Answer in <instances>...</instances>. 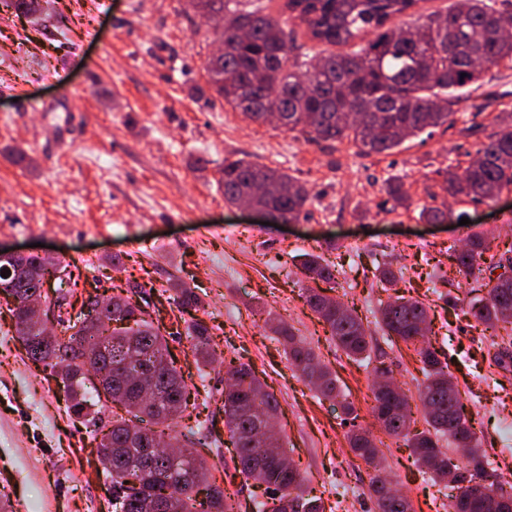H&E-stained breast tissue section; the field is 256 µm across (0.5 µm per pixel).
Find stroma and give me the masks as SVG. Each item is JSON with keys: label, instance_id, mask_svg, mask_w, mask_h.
Segmentation results:
<instances>
[{"label": "stroma", "instance_id": "35a3bbf8", "mask_svg": "<svg viewBox=\"0 0 512 512\" xmlns=\"http://www.w3.org/2000/svg\"><path fill=\"white\" fill-rule=\"evenodd\" d=\"M214 49L210 23L186 0H35L28 12L0 0V242L44 244L45 255L111 296L144 285L148 311L169 323L180 316L172 283L192 288L217 361L196 364L185 335L167 344L199 412L224 434L220 361L250 365L280 403L286 452L330 512H375L368 485L378 470L414 512H448L450 487L420 472L404 442L385 439L376 468L347 442L348 420L380 430L371 413L377 369L418 402L425 375L414 345L378 325L382 303L416 298L429 308L428 341L468 423L501 482L512 483V363L497 360L512 337L467 315L468 302L486 291L448 259L475 233L487 236L491 255L512 257V190L490 205L449 200L445 224L419 218L441 171L474 150L465 127L492 133V113L477 112L481 99L470 93L453 127L367 157L347 141L311 143L244 121L207 87ZM242 157L306 184L298 223L261 225L225 204L220 170ZM391 178L402 180L409 206L387 203L382 186ZM309 252L335 263L336 294L357 309L372 340L366 358L337 348L306 305L299 266ZM386 267L396 284L381 281ZM265 309L335 372L341 396H319L291 369L263 324ZM96 466L86 427L67 410L59 380L28 359L0 296V498L12 512H112L110 481Z\"/></svg>", "mask_w": 512, "mask_h": 512}]
</instances>
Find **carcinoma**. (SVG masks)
Here are the masks:
<instances>
[{
    "label": "carcinoma",
    "mask_w": 512,
    "mask_h": 512,
    "mask_svg": "<svg viewBox=\"0 0 512 512\" xmlns=\"http://www.w3.org/2000/svg\"><path fill=\"white\" fill-rule=\"evenodd\" d=\"M191 2L224 40V53L210 57L205 70L210 89L225 104L257 124L264 123V114L277 110L283 117L281 127L308 141L347 140L365 156L390 154L410 138L453 126L459 92L482 86L492 68L512 62V38L494 31L509 10L496 0H453L444 11L394 25L391 21L419 0H286V19L272 15L263 0ZM290 20L304 26L312 41L334 47L358 41L361 45L311 58L296 44L294 30L288 29ZM234 24L249 27V34L236 39L225 29ZM463 73L467 77H461ZM499 117L497 130L466 153V166L448 169L440 185L444 197L464 196L482 204L512 188V106L503 105ZM221 173L224 203L231 207L248 200L260 208L286 211L297 220L309 201L306 187L277 167L226 159ZM384 192L395 206L409 202L399 179L386 182ZM486 250L483 237H471L466 248L454 251L459 271L481 276L501 268L500 260L481 265ZM59 267L49 256L21 258L12 276H0V295L7 300L29 358L50 369L67 363L70 409L78 414L90 410L94 426L102 420L106 401L123 410L112 416L96 446L98 463L112 478L115 512H149L154 501L163 502L166 512H238L239 505H230L234 496L210 483V474L197 457L175 461L156 451L155 444L166 436L208 445L207 426L198 419L175 432L189 395L161 320L142 317L138 302L116 295L102 304L88 302L76 319L59 320V333L45 339L35 313L16 305L44 293L47 278ZM302 273L314 282L336 281V267L314 254L307 255ZM485 287L486 296L471 303L467 314L493 331L512 326V314L504 313L505 305L512 306V288H502L491 278ZM173 291L183 312L201 306L200 297L185 285L177 283ZM306 303L337 347L355 358L368 353L370 341L354 308L326 295L323 288L307 289ZM265 325L281 339L288 363L306 382L325 398L340 395L336 376L290 325L271 312ZM379 325L388 336L422 344L418 354L426 378L419 400L428 429L413 436L407 400L393 387L375 386L371 410L384 431L404 440L421 467L453 485V512H512V490L493 479L495 470L464 418L459 391L448 388V371L426 346L431 332L428 307L398 296L381 308ZM185 333L196 361L210 363L207 325L193 317L186 322ZM126 353L151 370L159 401L141 400L142 389L132 375L136 367L121 366ZM224 367L229 384L222 410L234 452L231 478L263 489V498L251 500L252 512H325L322 499L304 495L305 478L281 451L284 437L278 429L275 396L249 365L230 359ZM444 438L466 452L449 458L448 449L440 445ZM348 439L353 453L369 464L381 455L367 430L355 428ZM390 484L380 473L370 479L377 512H412L409 499L391 495Z\"/></svg>",
    "instance_id": "carcinoma-1"
}]
</instances>
